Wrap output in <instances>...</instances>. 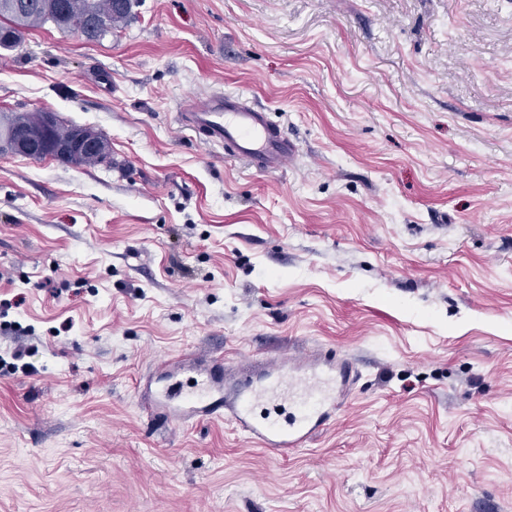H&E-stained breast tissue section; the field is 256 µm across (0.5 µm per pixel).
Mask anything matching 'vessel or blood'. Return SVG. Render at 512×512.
I'll return each mask as SVG.
<instances>
[{
    "instance_id": "1",
    "label": "vessel or blood",
    "mask_w": 512,
    "mask_h": 512,
    "mask_svg": "<svg viewBox=\"0 0 512 512\" xmlns=\"http://www.w3.org/2000/svg\"><path fill=\"white\" fill-rule=\"evenodd\" d=\"M183 121L208 144L260 172L283 170L296 152L268 112L241 92L212 90L195 100ZM155 368L169 384L148 395L146 413L198 422L225 412L248 439L282 457L328 425L358 379L351 361L327 355L274 357L235 378L225 376L223 361L205 363L191 355L160 360Z\"/></svg>"
}]
</instances>
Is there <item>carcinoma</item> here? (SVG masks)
<instances>
[{"instance_id":"1","label":"carcinoma","mask_w":512,"mask_h":512,"mask_svg":"<svg viewBox=\"0 0 512 512\" xmlns=\"http://www.w3.org/2000/svg\"><path fill=\"white\" fill-rule=\"evenodd\" d=\"M138 0H0V49L16 51L24 43L25 31L46 24L67 32L75 24L104 19L109 29L127 24ZM34 113H0V140L28 134ZM110 158L108 142L101 139L97 152L81 157L79 166H95Z\"/></svg>"}]
</instances>
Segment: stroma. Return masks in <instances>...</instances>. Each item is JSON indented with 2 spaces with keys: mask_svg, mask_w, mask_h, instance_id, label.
<instances>
[{
  "mask_svg": "<svg viewBox=\"0 0 512 512\" xmlns=\"http://www.w3.org/2000/svg\"><path fill=\"white\" fill-rule=\"evenodd\" d=\"M212 88L285 169L180 123ZM38 110L111 161L0 154V512H512V0H141L0 51ZM316 350L360 379L288 456L141 410L159 359ZM182 116L185 125L202 134L208 144L224 148L225 154L255 171H281L296 152L269 112L245 93L212 90Z\"/></svg>",
  "mask_w": 512,
  "mask_h": 512,
  "instance_id": "35a3bbf8",
  "label": "stroma"
}]
</instances>
